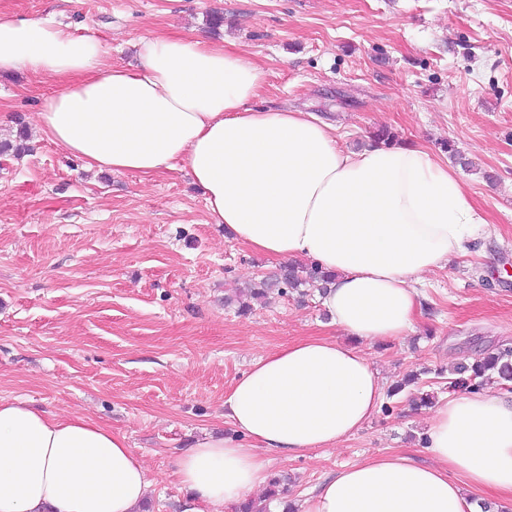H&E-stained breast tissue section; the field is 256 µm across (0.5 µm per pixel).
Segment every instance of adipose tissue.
<instances>
[{"instance_id":"ef3b65f1","label":"adipose tissue","mask_w":512,"mask_h":512,"mask_svg":"<svg viewBox=\"0 0 512 512\" xmlns=\"http://www.w3.org/2000/svg\"><path fill=\"white\" fill-rule=\"evenodd\" d=\"M134 67L98 39L0 9V75L55 80L39 132L89 168L139 175L183 164L215 223L278 260L332 279L317 298L341 338H304L255 359L224 396L232 434L181 451L174 474L198 504L236 512L270 477L266 454L334 448L376 413L384 381L363 345L412 332L426 273L484 226L447 165L419 145L340 147L310 112L254 108L264 68L234 44L145 36ZM432 464L390 454L342 467L300 512H479L512 502V394L437 404ZM148 489L125 436L0 398V512H139Z\"/></svg>"}]
</instances>
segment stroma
I'll return each instance as SVG.
<instances>
[{
  "label": "stroma",
  "instance_id": "stroma-1",
  "mask_svg": "<svg viewBox=\"0 0 512 512\" xmlns=\"http://www.w3.org/2000/svg\"><path fill=\"white\" fill-rule=\"evenodd\" d=\"M90 35L116 65L139 36L234 42L266 71L264 109H299L357 148L391 132L459 179L487 221L467 255L425 277L412 333L366 345L386 384L410 371L436 399L447 369L512 350V0H0ZM224 21L211 27L209 16ZM53 79L0 76V398L79 414L126 437L145 463L144 512H184L179 450L229 431L224 395L251 362L328 334L315 289L271 292L237 314L227 295L278 266L214 222L186 169L151 176L88 170L36 128ZM454 144L471 160L450 157ZM410 392L333 449L269 457L300 503L343 466L385 454L427 463L429 409Z\"/></svg>",
  "mask_w": 512,
  "mask_h": 512
}]
</instances>
